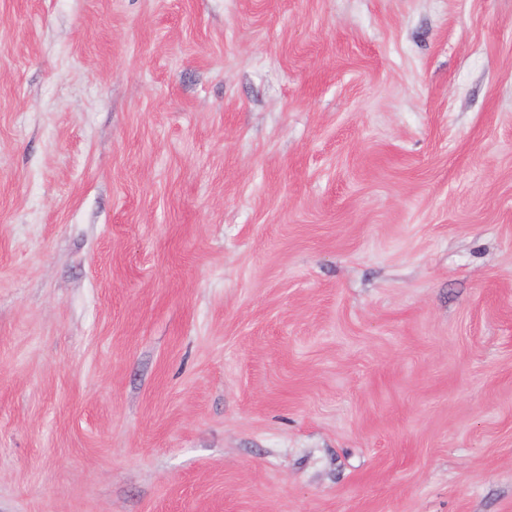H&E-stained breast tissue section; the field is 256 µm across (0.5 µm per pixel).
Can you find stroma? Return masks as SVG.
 Listing matches in <instances>:
<instances>
[{"instance_id": "1", "label": "stroma", "mask_w": 512, "mask_h": 512, "mask_svg": "<svg viewBox=\"0 0 512 512\" xmlns=\"http://www.w3.org/2000/svg\"><path fill=\"white\" fill-rule=\"evenodd\" d=\"M0 512H512V0H0Z\"/></svg>"}]
</instances>
